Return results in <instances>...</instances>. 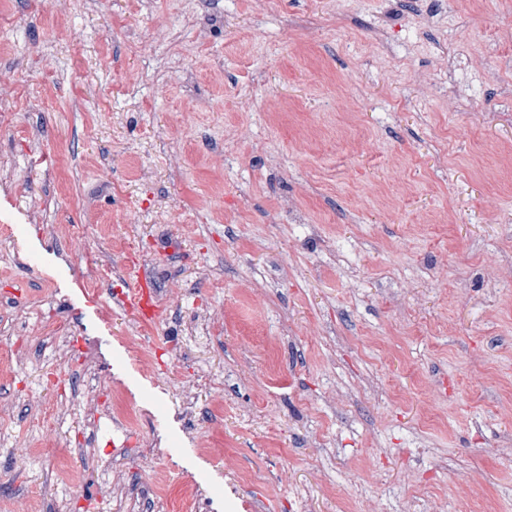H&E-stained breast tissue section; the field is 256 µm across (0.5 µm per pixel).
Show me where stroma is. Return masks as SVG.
<instances>
[{"mask_svg":"<svg viewBox=\"0 0 512 512\" xmlns=\"http://www.w3.org/2000/svg\"><path fill=\"white\" fill-rule=\"evenodd\" d=\"M2 336L0 512H133L142 441L163 512H512V0H0ZM57 336L136 412L81 455ZM126 289H116L113 305L133 311L144 325H157L165 321V317L152 301V285L141 274L139 265L134 259L128 260L124 276ZM126 448L113 449L112 453V466L107 469L111 472V479L107 481L113 495L116 498L120 497L134 499L138 503V510L143 509L144 512L155 511V504L160 499V491L155 486H140L131 480V472L135 467L131 466L128 458L126 457ZM147 489L144 502L141 490ZM143 502V504H142Z\"/></svg>","mask_w":512,"mask_h":512,"instance_id":"obj_1","label":"stroma"}]
</instances>
